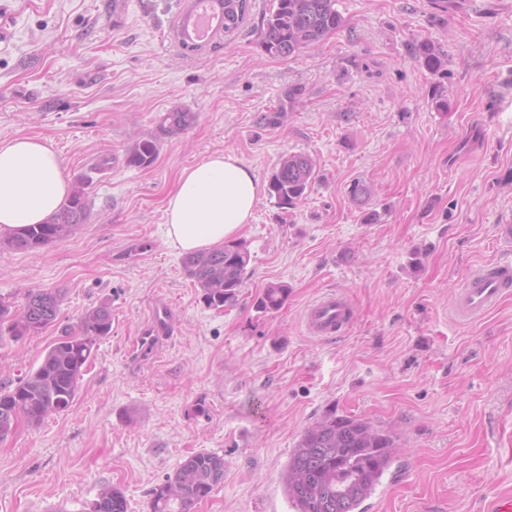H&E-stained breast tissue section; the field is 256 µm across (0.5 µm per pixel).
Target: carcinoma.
<instances>
[{
  "mask_svg": "<svg viewBox=\"0 0 512 512\" xmlns=\"http://www.w3.org/2000/svg\"><path fill=\"white\" fill-rule=\"evenodd\" d=\"M224 35H234L248 19L251 0H223ZM343 25L336 0H274L262 21L260 46L273 57H291L315 45ZM417 54L431 72L441 70V54L422 43ZM196 115L177 109L166 113L160 128L167 132L191 126ZM157 145L142 140L130 149L127 164L147 167L155 159ZM316 180L313 161L302 154L284 159L269 181V191L283 209H293L307 196ZM84 188H76L60 210L45 224H34L3 240L16 250H34L61 240L88 217ZM251 255L242 241L227 242L206 253L183 257L189 276L200 288L203 302L221 309L236 300ZM288 286L268 285L257 308L275 311L283 307ZM64 294L59 289L37 288L26 292L22 308L14 312L0 298V342L36 336L57 325ZM112 330V311L101 304L88 310L78 329H67L47 349L40 364L13 388H0V441L12 435L23 419L39 424L51 414L68 411L74 404L79 381L97 342ZM396 438L356 416L325 413L300 435L285 470L284 482L295 512H353L357 501L375 492L384 469L395 460ZM224 479V457L206 451L187 456L174 476L154 489L151 512H191ZM90 512H128L123 493L110 486L98 493Z\"/></svg>",
  "mask_w": 512,
  "mask_h": 512,
  "instance_id": "carcinoma-1",
  "label": "carcinoma"
}]
</instances>
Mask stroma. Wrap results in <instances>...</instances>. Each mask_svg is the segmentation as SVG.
<instances>
[{
	"label": "stroma",
	"mask_w": 512,
	"mask_h": 512,
	"mask_svg": "<svg viewBox=\"0 0 512 512\" xmlns=\"http://www.w3.org/2000/svg\"><path fill=\"white\" fill-rule=\"evenodd\" d=\"M183 2L0 0V141L50 142L90 206L65 240L0 247V297L64 293L58 326L0 345V387L86 310L112 309L71 409L0 442V512H90L105 486L150 512L201 450L223 456L224 479L192 512H294L288 457L329 410L397 440L374 512H480L485 488L512 494V296L470 324L451 308L471 271L512 263L499 234L512 225V0H336L342 27L289 58L260 46L273 0L198 52L173 37ZM423 41L439 72L419 61ZM180 108L195 123L162 132ZM146 138L155 161L127 165ZM216 151L265 181L293 154L319 175L293 210L257 202L246 277L221 309L163 236L180 172ZM272 283L288 300L259 311ZM326 292L355 311L329 341L304 322ZM161 308L170 328L142 347Z\"/></svg>",
	"instance_id": "stroma-1"
}]
</instances>
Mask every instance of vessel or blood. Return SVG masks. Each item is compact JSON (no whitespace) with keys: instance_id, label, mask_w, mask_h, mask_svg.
<instances>
[{"instance_id":"vessel-or-blood-1","label":"vessel or blood","mask_w":512,"mask_h":512,"mask_svg":"<svg viewBox=\"0 0 512 512\" xmlns=\"http://www.w3.org/2000/svg\"><path fill=\"white\" fill-rule=\"evenodd\" d=\"M224 31L222 0H186L174 36L190 46H204ZM512 293V267L491 264L472 272L456 288L453 309L460 321L478 319ZM354 313L349 301L335 293L317 298L308 308L305 324L310 334L331 338L349 327Z\"/></svg>"}]
</instances>
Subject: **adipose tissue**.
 I'll return each instance as SVG.
<instances>
[{
    "label": "adipose tissue",
    "instance_id": "ef3b65f1",
    "mask_svg": "<svg viewBox=\"0 0 512 512\" xmlns=\"http://www.w3.org/2000/svg\"><path fill=\"white\" fill-rule=\"evenodd\" d=\"M70 190L64 162L38 137L0 142V236L46 222ZM266 191L236 156L215 152L182 170L165 200V239L182 253L204 252L235 239Z\"/></svg>",
    "mask_w": 512,
    "mask_h": 512
}]
</instances>
